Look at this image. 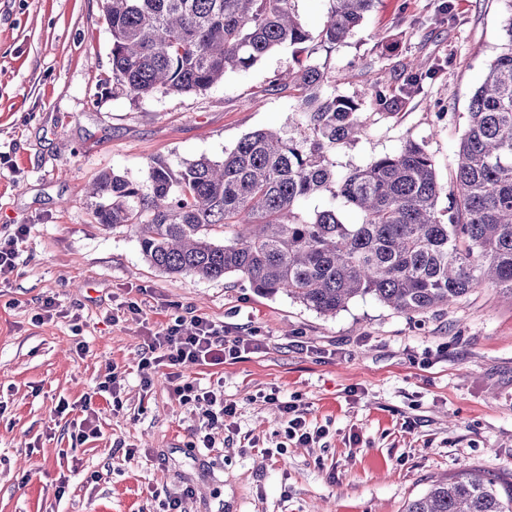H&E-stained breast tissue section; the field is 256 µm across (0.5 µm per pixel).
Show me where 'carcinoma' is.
<instances>
[{"instance_id":"cac0c4a2","label":"carcinoma","mask_w":512,"mask_h":512,"mask_svg":"<svg viewBox=\"0 0 512 512\" xmlns=\"http://www.w3.org/2000/svg\"><path fill=\"white\" fill-rule=\"evenodd\" d=\"M296 0H104L112 85L134 99L205 91L309 32ZM321 42L359 29L375 0H329ZM509 46L471 97L451 185L424 145L409 141L364 167L336 170L327 153L363 132L362 104L328 90L307 60L270 81L299 101L300 136L255 130L221 161L178 170L153 162L149 191L115 172L91 185L94 216L138 238L146 260L172 275L241 276L324 316L370 296L411 317L447 307L481 285L512 298V16ZM398 90L372 87L390 111L432 75L418 59ZM331 200L308 209L324 193ZM447 206L438 209L440 198ZM405 512H512V491L479 475L442 478Z\"/></svg>"}]
</instances>
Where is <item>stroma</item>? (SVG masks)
<instances>
[{"label": "stroma", "mask_w": 512, "mask_h": 512, "mask_svg": "<svg viewBox=\"0 0 512 512\" xmlns=\"http://www.w3.org/2000/svg\"><path fill=\"white\" fill-rule=\"evenodd\" d=\"M442 2L376 0L356 33L324 47L329 0H298L310 61L338 94L399 87L415 58L435 69L397 109L365 105L364 135L328 154L337 169L413 140L449 184L471 96L512 43V0H451L448 14ZM111 49L102 0H0V241L29 229L0 278V512H161L158 495L188 486L182 512H404L442 475L512 486V300L498 289L411 319L370 297L323 316L238 276L166 274L132 233L97 224L87 189L100 172L142 184L158 159L177 169L223 160L260 128L295 134L296 98L266 92L292 48L205 92L137 101L113 88ZM47 297L63 314L41 322ZM125 301L141 315L112 319ZM178 315L262 342L184 370L204 387L223 381L236 405L209 450L190 449L202 411L181 402L167 368L141 382L145 336ZM112 369L119 395L96 394ZM90 392L99 431L76 443L82 412L54 408ZM293 400L322 429L316 442L286 438L279 404ZM129 448L139 457L126 460Z\"/></svg>", "instance_id": "35a3bbf8"}]
</instances>
